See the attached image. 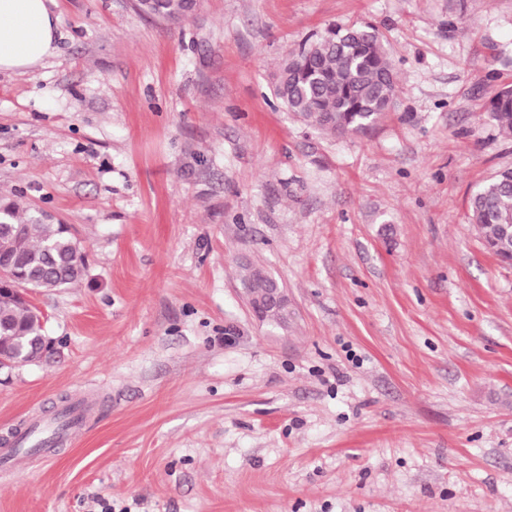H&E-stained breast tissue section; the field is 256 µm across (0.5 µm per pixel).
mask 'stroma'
<instances>
[{
  "label": "stroma",
  "instance_id": "obj_1",
  "mask_svg": "<svg viewBox=\"0 0 512 512\" xmlns=\"http://www.w3.org/2000/svg\"><path fill=\"white\" fill-rule=\"evenodd\" d=\"M59 54L0 74V203L86 262L30 289L51 355L0 370V438L82 433L0 472V512H512V265L471 195L512 168V0H57ZM372 25L400 76L365 132L304 127L281 59ZM284 285L257 322L242 264ZM134 7L141 15L170 23L181 22L196 10L191 0H135ZM488 110L500 130L512 135V89L498 91L489 101ZM245 294L250 313L260 321L262 318L273 316L275 312L280 311L284 307L288 309V299L284 289L267 294L265 297H255L247 294L246 291Z\"/></svg>",
  "mask_w": 512,
  "mask_h": 512
}]
</instances>
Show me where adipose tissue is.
Masks as SVG:
<instances>
[{
    "instance_id": "obj_1",
    "label": "adipose tissue",
    "mask_w": 512,
    "mask_h": 512,
    "mask_svg": "<svg viewBox=\"0 0 512 512\" xmlns=\"http://www.w3.org/2000/svg\"><path fill=\"white\" fill-rule=\"evenodd\" d=\"M55 0H0V74L44 66L57 51Z\"/></svg>"
}]
</instances>
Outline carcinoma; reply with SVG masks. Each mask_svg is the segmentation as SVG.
I'll return each instance as SVG.
<instances>
[{
  "label": "carcinoma",
  "instance_id": "cac0c4a2",
  "mask_svg": "<svg viewBox=\"0 0 512 512\" xmlns=\"http://www.w3.org/2000/svg\"><path fill=\"white\" fill-rule=\"evenodd\" d=\"M144 16L178 23L196 10L192 0H135ZM397 87L395 69L372 26L333 24L282 58L273 93L297 120L333 136L361 132L388 111ZM488 110L500 130L512 135V89L498 91ZM512 169L498 172L477 189L470 202L471 220L483 241L500 259L512 257ZM0 273L27 275L26 288L58 290L78 282L85 258L71 227L47 222L36 211L20 212L0 203ZM241 285L256 292L278 288L271 274L246 266ZM35 308L17 295L0 294V358L13 359L46 339Z\"/></svg>",
  "mask_w": 512,
  "mask_h": 512
}]
</instances>
